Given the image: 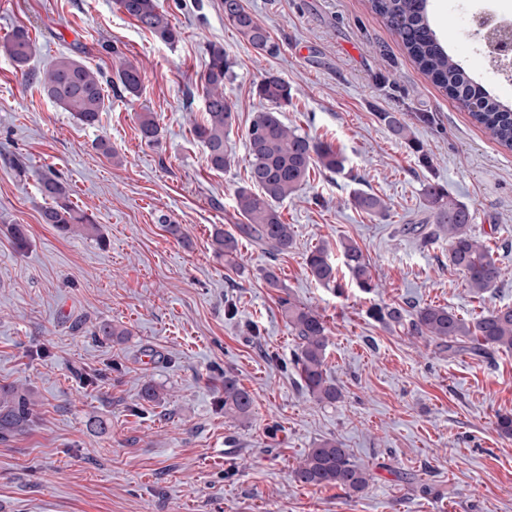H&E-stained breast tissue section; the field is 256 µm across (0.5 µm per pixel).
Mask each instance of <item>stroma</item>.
<instances>
[{
    "label": "stroma",
    "mask_w": 512,
    "mask_h": 512,
    "mask_svg": "<svg viewBox=\"0 0 512 512\" xmlns=\"http://www.w3.org/2000/svg\"><path fill=\"white\" fill-rule=\"evenodd\" d=\"M158 3L180 33L174 44L117 0H0V39L23 26L36 42L30 70L66 54L108 78L123 64L143 76L135 98L107 86L109 109L87 127L0 53V386L29 390L36 412L31 430L0 442V512H512V438L493 424L512 413V350L451 357L369 314L410 302L469 319L512 306V149L419 70L369 0H243L278 44L274 55L225 22L222 0ZM430 6L449 53L512 108V80L473 51L449 0ZM212 43L233 63L224 83L232 162L221 172L193 133ZM268 72L292 87L283 122L332 145L345 169L312 172L281 204L294 230L288 252L273 257L245 239L230 264L211 234L243 221L234 196L248 183L247 131L264 106L255 85ZM142 112L160 127L156 143L140 139ZM391 115L406 138L393 135ZM48 171L99 234L42 223L38 177ZM427 181L473 212L475 235L494 252L501 277L483 296L450 265L446 241L424 247L404 230L432 221ZM359 192L382 197L386 215L361 211ZM168 221L183 238L166 232ZM13 224L26 229L24 251ZM350 241L370 261L373 292L343 264ZM322 243L342 292L305 268ZM269 268L278 287L264 278ZM287 296L327 323V372L343 392L335 405L298 384V340L279 305ZM103 322L117 336L96 339ZM228 373L254 399L248 419L224 415ZM148 381L159 401L142 398ZM326 438L370 471L363 493L293 480Z\"/></svg>",
    "instance_id": "obj_1"
}]
</instances>
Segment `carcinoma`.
Listing matches in <instances>:
<instances>
[{
  "label": "carcinoma",
  "instance_id": "carcinoma-1",
  "mask_svg": "<svg viewBox=\"0 0 512 512\" xmlns=\"http://www.w3.org/2000/svg\"><path fill=\"white\" fill-rule=\"evenodd\" d=\"M119 8L138 25L161 41L174 43L179 32L157 0H118ZM371 9L398 36L421 71L469 110L471 117L499 144L512 149V109L491 98L475 85L450 57L433 29L427 0H370ZM224 20L258 52L272 54L277 46L268 30L241 3L224 0ZM4 53L22 75L38 85L40 91L81 124L94 127L105 111L104 77L82 61L61 56L41 73L26 69L36 52V43L24 27H18L0 43ZM209 61L200 81L204 87L206 120L193 128L194 135L207 150L211 169L222 171L231 165L224 147L234 122L233 106L224 97V81L230 77L231 63L224 47L208 45ZM117 82L134 97L142 90L140 70L128 64L117 70ZM258 97L268 107L253 116L248 129L247 179L249 186L235 193V207L245 223L238 225L242 235L253 239L266 253L275 256L288 251L293 242L291 225L284 220L279 204L293 196L319 169L336 174L344 169V159L328 144L292 129L281 119V109L292 99V87L283 78L267 73L256 85ZM140 138L158 140L159 127L154 117L144 113L139 119ZM39 190L47 206L41 220L63 233L96 232L91 215L70 200L69 187L56 174L39 178ZM422 194L433 210L434 230L421 224L412 228L424 244L437 239L448 242V259L465 277L470 292L482 295L495 287L501 270L489 247L471 231L474 216L437 183L428 182ZM356 205L369 215H384L388 207L379 196L361 192ZM214 250L231 260L239 252V238L222 229L214 232ZM343 260L357 285L365 291L377 287L368 259L359 246H343ZM309 275L323 285L336 284L328 248L319 244L305 256ZM288 327L298 340L293 364L305 391L320 403L334 404L343 393L327 374L328 327L313 309L292 299L281 301ZM378 321L410 336H426L439 342L448 355L459 353L483 357L494 349H512V307L488 310L466 319L444 307L391 303L373 308ZM252 397L237 379L224 372V414L246 419L252 410ZM34 419L33 403L27 390L0 386V441L24 434ZM296 482L312 487L334 486L352 496L364 492L370 473L355 463L350 449L337 439H326L309 450L294 470Z\"/></svg>",
  "mask_w": 512,
  "mask_h": 512
}]
</instances>
